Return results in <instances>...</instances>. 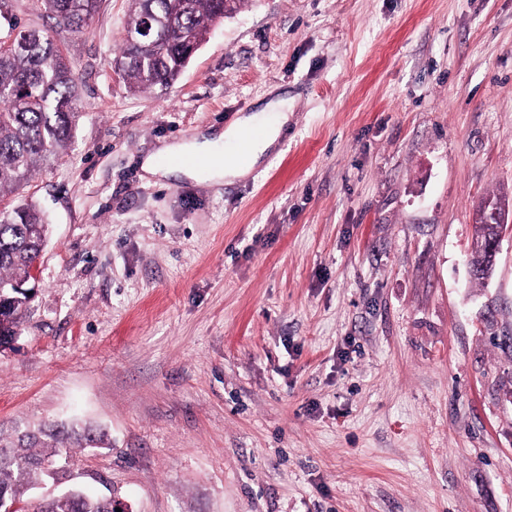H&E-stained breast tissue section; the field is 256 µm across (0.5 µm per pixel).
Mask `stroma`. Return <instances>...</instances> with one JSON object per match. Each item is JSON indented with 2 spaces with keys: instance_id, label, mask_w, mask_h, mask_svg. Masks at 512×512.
<instances>
[{
  "instance_id": "obj_1",
  "label": "stroma",
  "mask_w": 512,
  "mask_h": 512,
  "mask_svg": "<svg viewBox=\"0 0 512 512\" xmlns=\"http://www.w3.org/2000/svg\"><path fill=\"white\" fill-rule=\"evenodd\" d=\"M129 0L82 32L8 16L73 62L83 116L19 198L51 226L0 349V435L78 419L73 486L131 512H512V0H246L170 86L114 68ZM276 147L227 183L147 157L273 93ZM491 202L494 206H496L495 208L500 212V214L506 212L508 213V211H506L505 208V203H502L501 200L495 199L491 200ZM491 202L487 201L483 204V206L479 210L478 218H483L484 220L490 222L492 217L497 221V224H500L498 236L493 240H490L486 244V249L488 250L489 253L492 254L493 259L495 260L497 258L499 246L502 239L505 237L507 233L512 234V217L509 220L506 215H500L495 208L491 209Z\"/></svg>"
}]
</instances>
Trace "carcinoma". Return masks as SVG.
Instances as JSON below:
<instances>
[{
	"label": "carcinoma",
	"instance_id": "carcinoma-1",
	"mask_svg": "<svg viewBox=\"0 0 512 512\" xmlns=\"http://www.w3.org/2000/svg\"><path fill=\"white\" fill-rule=\"evenodd\" d=\"M56 23L83 30L98 0H42ZM126 28L148 27L139 42L124 39L117 69L134 91L168 86L178 79L205 42L210 24L233 17L243 0H130ZM75 71L43 31L9 23L0 29V201L16 186L52 165L72 144L80 118ZM41 213L22 203L0 210V334L17 333L27 309L15 284L29 277L34 258L47 241ZM99 448L105 434L78 423H44L14 439L0 436V499L23 505V512H68L60 502L24 499L50 463L66 475L71 449ZM102 496L89 495L80 512H109Z\"/></svg>",
	"mask_w": 512,
	"mask_h": 512
}]
</instances>
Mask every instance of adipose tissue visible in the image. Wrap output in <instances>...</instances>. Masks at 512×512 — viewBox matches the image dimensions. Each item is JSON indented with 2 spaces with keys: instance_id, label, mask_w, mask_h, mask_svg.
<instances>
[{
  "instance_id": "1",
  "label": "adipose tissue",
  "mask_w": 512,
  "mask_h": 512,
  "mask_svg": "<svg viewBox=\"0 0 512 512\" xmlns=\"http://www.w3.org/2000/svg\"><path fill=\"white\" fill-rule=\"evenodd\" d=\"M287 121L288 99L283 96L271 101L259 112L243 117L224 132L195 142L192 146L193 152L211 157L213 163L190 170V177L223 178L230 181L246 176L273 149ZM252 128L261 129L262 134L252 141L246 159L239 162L220 161L222 144L233 143L242 132Z\"/></svg>"
}]
</instances>
